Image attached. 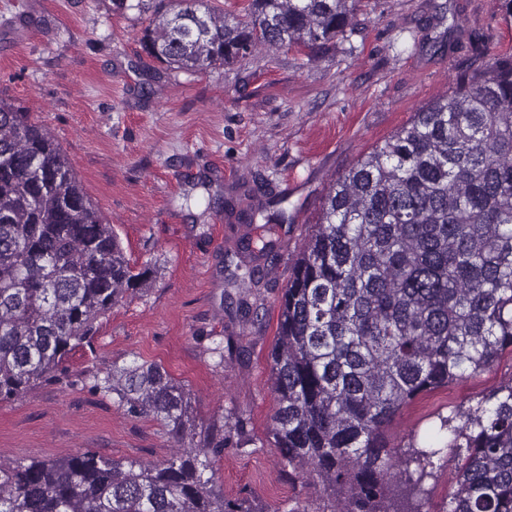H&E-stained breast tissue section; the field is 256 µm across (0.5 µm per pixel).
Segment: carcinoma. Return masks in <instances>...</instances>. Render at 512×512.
Wrapping results in <instances>:
<instances>
[{"mask_svg": "<svg viewBox=\"0 0 512 512\" xmlns=\"http://www.w3.org/2000/svg\"><path fill=\"white\" fill-rule=\"evenodd\" d=\"M200 0H112L147 15V56L173 71L238 62L259 46L322 47L354 30L360 0H248L245 17ZM452 93L328 187L279 298L269 355L274 447L321 487L291 512H422L435 460L457 456L444 512H512V381L439 417L440 439L400 454L387 432L423 392L490 369L512 350V56L489 53ZM236 315L258 319L261 263L279 245L237 241ZM46 127L0 98V402L38 382L80 385L153 417L176 451L160 463L93 451L0 460V512H252L224 499L214 459L247 443L245 418L203 426L190 393L136 360L71 379L98 320L145 284ZM242 336L211 349L214 367Z\"/></svg>", "mask_w": 512, "mask_h": 512, "instance_id": "cac0c4a2", "label": "carcinoma"}]
</instances>
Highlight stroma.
Returning a JSON list of instances; mask_svg holds the SVG:
<instances>
[{
	"mask_svg": "<svg viewBox=\"0 0 512 512\" xmlns=\"http://www.w3.org/2000/svg\"><path fill=\"white\" fill-rule=\"evenodd\" d=\"M358 29L315 49L259 47L246 59L198 72L149 68L145 17L111 0H0V97L42 123L63 146L87 194L119 234L128 258L151 267L148 288L101 318L92 345L72 351L70 372L161 364L186 386L197 418L244 414L254 442L214 464L228 500L289 512L311 497L273 446L268 353L279 296L330 183L417 110L446 97L478 67L469 41L482 34L512 53L500 0H361ZM282 257L267 277L243 358L215 370L207 337L230 325L226 283L236 241L262 234L264 213ZM512 379L504 353L473 378L419 395L388 431L434 442L438 414L474 404ZM91 449L159 462L171 440L159 422L111 399L48 382L0 403V459L66 457Z\"/></svg>",
	"mask_w": 512,
	"mask_h": 512,
	"instance_id": "1",
	"label": "stroma"
}]
</instances>
